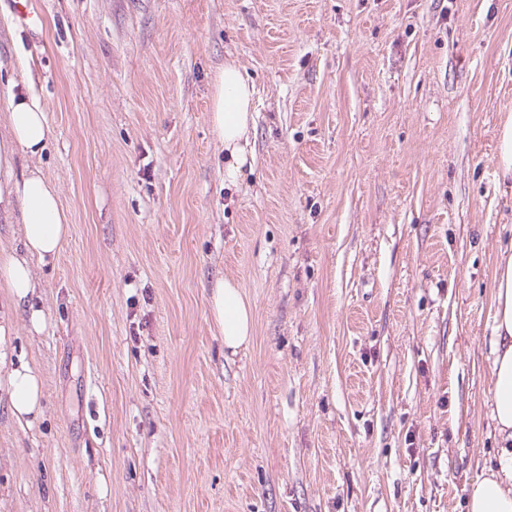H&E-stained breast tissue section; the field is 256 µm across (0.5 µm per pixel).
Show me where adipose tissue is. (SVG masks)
Listing matches in <instances>:
<instances>
[{
	"mask_svg": "<svg viewBox=\"0 0 512 512\" xmlns=\"http://www.w3.org/2000/svg\"><path fill=\"white\" fill-rule=\"evenodd\" d=\"M253 84L236 61H227L211 83V125L224 144V184H237L249 158L254 119ZM8 141L0 143V212H20L22 251H0V288L14 308L25 314L30 332L43 333L44 311L31 298L35 292L33 262L55 258L70 234V219L61 206L55 185L37 167L16 171V152L37 157L53 131L35 95H14L9 100ZM496 311L492 342L494 394L490 412L503 447L494 467L472 485L468 512H512V255L502 258L496 271ZM210 314L230 353L248 346L253 314L241 288L233 280L217 281L208 297ZM10 332L0 325V370L5 373L9 410L18 423L33 426L42 413L43 385L26 360L8 359L4 350Z\"/></svg>",
	"mask_w": 512,
	"mask_h": 512,
	"instance_id": "obj_1",
	"label": "adipose tissue"
}]
</instances>
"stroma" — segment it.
Listing matches in <instances>:
<instances>
[{
	"instance_id": "obj_1",
	"label": "stroma",
	"mask_w": 512,
	"mask_h": 512,
	"mask_svg": "<svg viewBox=\"0 0 512 512\" xmlns=\"http://www.w3.org/2000/svg\"><path fill=\"white\" fill-rule=\"evenodd\" d=\"M0 0L9 96L71 234L34 263L43 380L0 389V512H467L500 452L495 272L512 245V0ZM255 87L224 184L210 83ZM251 303L224 351L207 296ZM210 314L224 339V348L236 354L246 348L253 334V314L241 288L223 278L211 288L208 297ZM9 333V325H0V385L3 369L9 392L10 413L18 423L32 427L42 414L43 385L38 373L28 361L20 358L16 361L7 360V351L3 346Z\"/></svg>"
}]
</instances>
